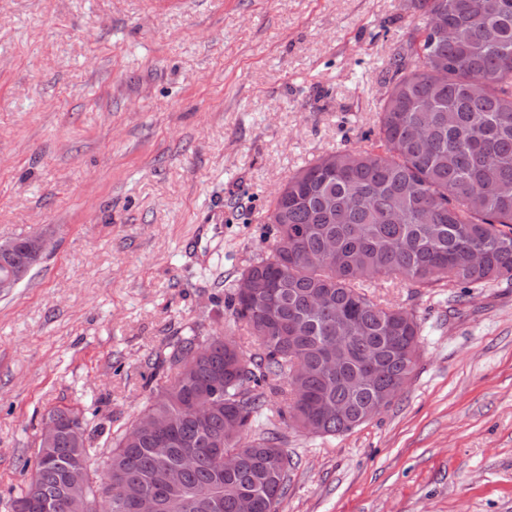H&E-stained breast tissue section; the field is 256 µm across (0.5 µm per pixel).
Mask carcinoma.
<instances>
[{
	"label": "carcinoma",
	"mask_w": 512,
	"mask_h": 512,
	"mask_svg": "<svg viewBox=\"0 0 512 512\" xmlns=\"http://www.w3.org/2000/svg\"><path fill=\"white\" fill-rule=\"evenodd\" d=\"M426 21L399 45L384 79L376 137L320 156L298 169L268 212L275 243L231 285L225 304L245 323L258 349L234 336L192 330L169 342L151 363L170 375L141 411L172 423L165 440L137 429L140 416L112 430L91 409L54 407L51 439L39 441L35 468L18 497L33 487L49 494L44 512H98L109 486L120 493L108 512H237L248 494L278 512L287 491L288 452L277 429L292 423L318 437L350 432L367 411L387 407L408 382L421 351L417 316L386 305L366 288L379 278L414 288H467L512 281V0H418ZM336 252L325 254L327 241ZM34 262L28 238L0 254V276ZM348 341L328 360L337 321ZM377 354L380 378L366 377ZM286 387L289 401L257 437L262 394ZM210 407L204 420L187 411ZM110 449L107 471L88 470L76 498L64 495L66 465L88 466ZM242 455L224 471V458ZM192 452L176 504L165 475Z\"/></svg>",
	"instance_id": "carcinoma-1"
}]
</instances>
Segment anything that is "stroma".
<instances>
[{"instance_id":"obj_1","label":"stroma","mask_w":512,"mask_h":512,"mask_svg":"<svg viewBox=\"0 0 512 512\" xmlns=\"http://www.w3.org/2000/svg\"><path fill=\"white\" fill-rule=\"evenodd\" d=\"M423 23L414 0H0V240H51L0 296V512L49 409L124 428L172 337L234 331L273 193L372 135ZM369 293L416 314L418 364L352 433L280 428V512H512V283Z\"/></svg>"}]
</instances>
